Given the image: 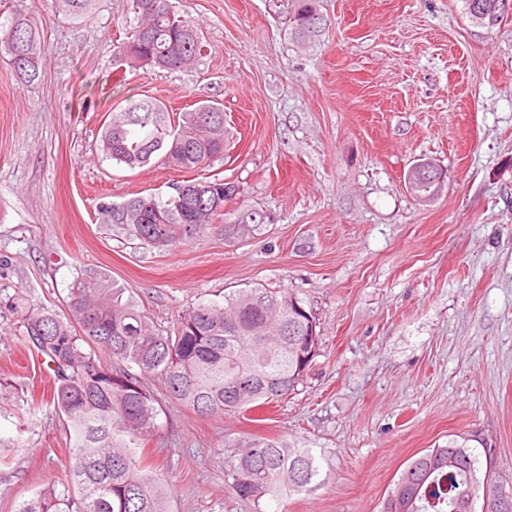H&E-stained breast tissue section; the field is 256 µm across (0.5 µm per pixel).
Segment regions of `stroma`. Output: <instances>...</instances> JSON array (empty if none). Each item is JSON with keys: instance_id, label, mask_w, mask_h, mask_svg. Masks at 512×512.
Segmentation results:
<instances>
[{"instance_id": "35a3bbf8", "label": "stroma", "mask_w": 512, "mask_h": 512, "mask_svg": "<svg viewBox=\"0 0 512 512\" xmlns=\"http://www.w3.org/2000/svg\"><path fill=\"white\" fill-rule=\"evenodd\" d=\"M203 49L185 70L127 69L130 0L74 21L25 0L46 46L22 85L0 59V512L68 481L73 433L23 315L65 314L78 270L109 274L161 328L227 292L285 289L314 314L317 354L296 390L244 415L200 416L146 384L159 425L147 459L171 512H381L390 484L448 437L491 448L512 487V16L474 25L462 0H317L329 24L300 43L292 0H171ZM224 109L222 156L188 172L105 160L97 133L129 97ZM447 171L418 204L409 168ZM234 183L213 228L169 247L101 223L102 199ZM255 209L263 224L226 233ZM301 441L324 459L307 491L254 508L224 483L222 445Z\"/></svg>"}]
</instances>
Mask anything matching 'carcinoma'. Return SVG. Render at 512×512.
<instances>
[{"instance_id":"1","label":"carcinoma","mask_w":512,"mask_h":512,"mask_svg":"<svg viewBox=\"0 0 512 512\" xmlns=\"http://www.w3.org/2000/svg\"><path fill=\"white\" fill-rule=\"evenodd\" d=\"M76 18L92 14L95 0H57ZM136 30L117 46L129 67L183 70L202 51L198 25L178 16L170 0H131ZM316 0H295L294 36L306 41L324 22L309 27ZM0 41L16 76L33 83L41 76L43 37L22 5L0 21ZM105 159L130 169L158 158L183 170H198L224 153V109L200 103L171 117L151 96L110 112L101 126ZM202 179L183 182L186 187ZM212 196L193 193L137 196L101 203L102 223L117 224L154 246L187 243L221 215L234 189L206 182ZM67 318L50 310L26 313L24 335L53 372V405L66 416L74 442L69 480L24 500L18 512H169L166 482L147 470L139 440L153 433L156 398L144 377L160 379L169 396L200 415L246 412L278 401L303 380L317 351L318 334L301 311L303 302L286 290L242 288L224 303H202L181 316L171 331L159 329L126 289L105 272L81 270L68 287ZM111 362L103 364L96 351ZM458 464L448 465V455ZM479 455L467 442L448 439L414 459L387 492L381 512H458L469 504L493 512L494 501L512 490L479 476ZM322 475L314 449L253 437L225 462L224 482L256 509L267 500L301 492Z\"/></svg>"}]
</instances>
